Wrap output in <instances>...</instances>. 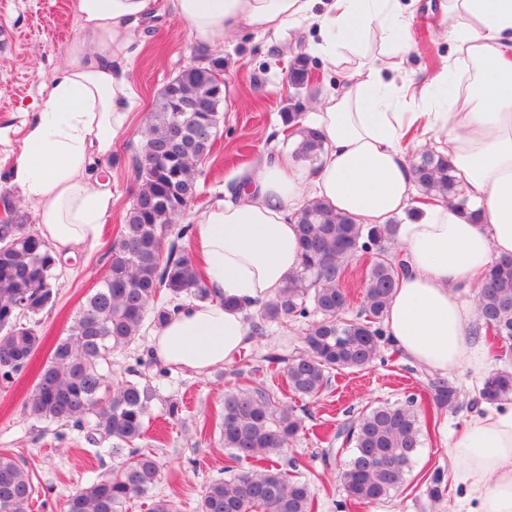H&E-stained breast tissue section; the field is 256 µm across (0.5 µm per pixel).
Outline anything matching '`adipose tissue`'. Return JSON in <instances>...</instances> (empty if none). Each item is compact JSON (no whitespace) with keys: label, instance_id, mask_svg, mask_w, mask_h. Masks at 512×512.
Returning a JSON list of instances; mask_svg holds the SVG:
<instances>
[{"label":"adipose tissue","instance_id":"adipose-tissue-1","mask_svg":"<svg viewBox=\"0 0 512 512\" xmlns=\"http://www.w3.org/2000/svg\"><path fill=\"white\" fill-rule=\"evenodd\" d=\"M151 4L76 0L79 34L25 125L11 180L33 203L38 233L59 256L99 244L112 191L96 165L126 128L134 33ZM172 7L192 39L208 47L244 28L265 34L315 23L319 54L348 85L313 115L324 150L312 172L273 158L253 169L238 200L218 201L198 218L194 242L212 298L183 303L156 329L153 357L198 374L238 358L250 340V313L300 265L297 212L320 198L363 224L384 225L415 209L414 219L397 227L407 272L385 317L386 333L428 371L484 378L476 310L462 291L494 259L512 254V0L430 6L454 56L409 96L415 112L395 109L405 93L397 82L401 46L389 34L403 27L402 0H172ZM452 71L465 83L442 107L434 92ZM416 126L445 133L480 220L446 203L415 205L404 140ZM451 452L454 485L484 489L464 498L463 512H512V403L470 416Z\"/></svg>","mask_w":512,"mask_h":512}]
</instances>
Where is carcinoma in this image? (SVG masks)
<instances>
[{"label":"carcinoma","mask_w":512,"mask_h":512,"mask_svg":"<svg viewBox=\"0 0 512 512\" xmlns=\"http://www.w3.org/2000/svg\"><path fill=\"white\" fill-rule=\"evenodd\" d=\"M309 58L298 55L288 68L289 84L311 88ZM215 92L203 78H172L158 93L136 159L137 188L124 224L112 241L109 266L76 312L67 335L60 338L42 367L23 411L38 420L68 426L86 443L122 461L68 495L64 512H122L131 499L147 495L159 483L162 465L141 448L145 419L158 399L155 381L169 369L154 358L139 357L137 380L112 381V353L136 342L144 326L157 328L186 299L208 301L200 265L182 245L190 225L176 218L195 199L197 167L214 145L219 113L180 112L185 102L212 107ZM304 105L296 100L281 113L283 125L300 137L296 158L317 160L323 138L303 124ZM183 126L184 146L163 162L159 152L175 123ZM424 197H438L466 210L450 158L426 152L411 165ZM0 220V380L9 383L39 349L36 325L24 324L53 301L54 270L60 263L52 247L25 223L10 203ZM301 264L288 273L282 288L257 311L253 331L283 321L308 324L302 347L284 357L269 352L268 366L281 373L285 387L301 398L320 395L331 374L363 371L390 343L384 317L405 273L392 251L396 225L367 226L314 198L299 211ZM367 263L361 305L348 317L354 294L346 282L349 263ZM475 334H484L503 366L489 372L478 388L477 402L495 405L512 399V257L492 263L476 285ZM434 406L455 409L460 390L445 378L429 383ZM426 414L415 396L401 403L374 406L336 431L352 445L340 482L345 504L388 500L405 483L422 445ZM224 447L237 460L257 467L208 483L198 512H315L303 462L288 456V444L302 429L294 407L271 387H248L224 393L217 415ZM39 488L29 470L13 455L0 453V512H30Z\"/></svg>","instance_id":"carcinoma-1"}]
</instances>
